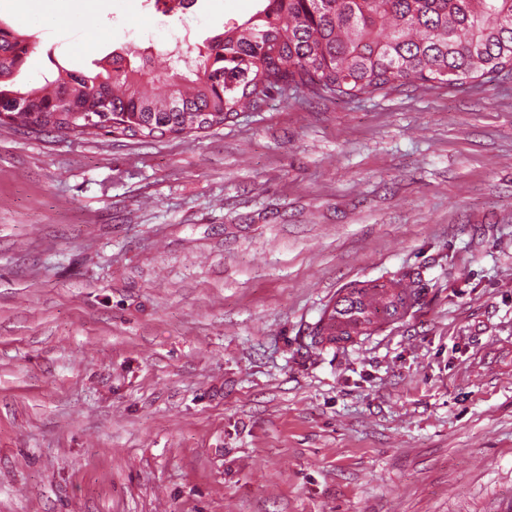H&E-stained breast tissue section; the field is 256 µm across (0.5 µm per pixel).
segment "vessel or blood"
<instances>
[{"label":"vessel or blood","instance_id":"b4317fda","mask_svg":"<svg viewBox=\"0 0 512 512\" xmlns=\"http://www.w3.org/2000/svg\"><path fill=\"white\" fill-rule=\"evenodd\" d=\"M411 305L409 283L364 280L337 291L323 312L322 327L327 337L351 341L402 320Z\"/></svg>","mask_w":512,"mask_h":512}]
</instances>
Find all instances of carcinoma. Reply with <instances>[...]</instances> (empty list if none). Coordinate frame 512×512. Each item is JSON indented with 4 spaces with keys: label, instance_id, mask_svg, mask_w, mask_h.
<instances>
[{
    "label": "carcinoma",
    "instance_id": "carcinoma-1",
    "mask_svg": "<svg viewBox=\"0 0 512 512\" xmlns=\"http://www.w3.org/2000/svg\"><path fill=\"white\" fill-rule=\"evenodd\" d=\"M29 41L0 24V108L35 130L161 138L256 109L274 88L357 97L406 83L512 76V0H262L184 67L136 47L98 72L59 68L21 89Z\"/></svg>",
    "mask_w": 512,
    "mask_h": 512
}]
</instances>
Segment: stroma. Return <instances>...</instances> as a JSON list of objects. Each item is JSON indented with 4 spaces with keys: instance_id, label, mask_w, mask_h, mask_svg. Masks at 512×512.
<instances>
[{
    "instance_id": "obj_1",
    "label": "stroma",
    "mask_w": 512,
    "mask_h": 512,
    "mask_svg": "<svg viewBox=\"0 0 512 512\" xmlns=\"http://www.w3.org/2000/svg\"><path fill=\"white\" fill-rule=\"evenodd\" d=\"M34 29L17 76L164 70L259 0ZM409 316L339 347L337 288ZM0 512H512V79L312 98L202 133L0 126ZM353 286L337 291L336 299L325 308L322 327L326 336L318 323L313 330L315 344L325 342L322 336L351 341L370 335L402 320L411 308L409 283L364 280Z\"/></svg>"
}]
</instances>
